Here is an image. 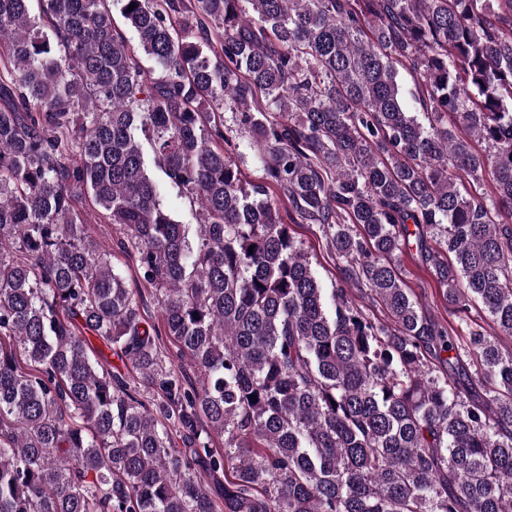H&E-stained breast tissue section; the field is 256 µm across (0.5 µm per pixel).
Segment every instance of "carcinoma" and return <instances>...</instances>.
Wrapping results in <instances>:
<instances>
[{"mask_svg":"<svg viewBox=\"0 0 512 512\" xmlns=\"http://www.w3.org/2000/svg\"><path fill=\"white\" fill-rule=\"evenodd\" d=\"M31 2L0 0V512H512V0ZM251 135L245 130H239L236 134L235 143L238 145L236 150L232 147V156L242 173L249 180H259L264 175L258 158L250 148ZM75 209L101 249L111 255L113 266L123 274L127 286L132 289L139 288L145 296L144 318L156 325L161 324V313L152 296L153 289L140 278L136 257L119 248L118 242L123 238L121 226L110 224L106 212L99 208L88 195H80L76 199ZM294 236L307 254L311 267L329 296L332 288L339 284L340 273L336 257L326 244V239L316 224H294ZM401 275L413 294L422 301V307L428 315L432 317H444L448 321H453L454 316L448 312L446 305L439 294L437 288H440L431 276L426 265H423L417 259L411 257L403 258L401 265Z\"/></svg>","mask_w":512,"mask_h":512,"instance_id":"cac0c4a2","label":"carcinoma"}]
</instances>
